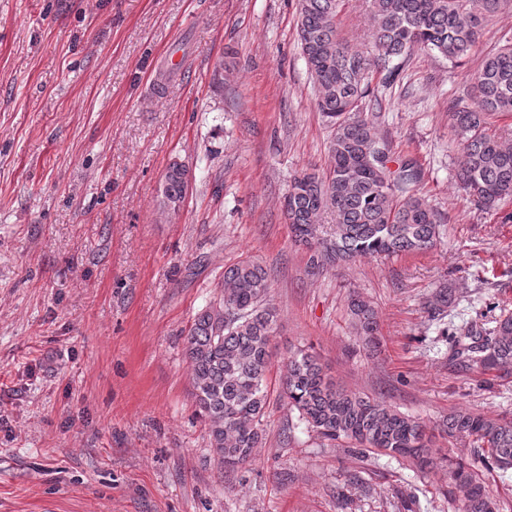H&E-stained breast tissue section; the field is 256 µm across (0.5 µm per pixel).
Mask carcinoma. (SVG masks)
<instances>
[{
	"label": "carcinoma",
	"instance_id": "obj_1",
	"mask_svg": "<svg viewBox=\"0 0 512 512\" xmlns=\"http://www.w3.org/2000/svg\"><path fill=\"white\" fill-rule=\"evenodd\" d=\"M505 0H367L370 47L344 40L337 27L344 0H297L302 54L317 91L319 112L331 128L326 171L293 178L284 210L294 240L307 250L309 272L319 274L361 257L408 255L432 248L444 216L412 188L421 171L409 160L394 169L381 115L371 107L375 75L393 81L420 51L457 64L470 57ZM512 116V40L485 55L465 96L450 113L461 161L458 187L480 208L512 199V143L494 119ZM188 189L185 165L172 161L163 176L164 209L177 213ZM331 216L326 236L323 215ZM265 269L242 260L224 270L216 296L198 311L185 342L191 396L204 419L214 461L224 472L252 465L265 447L264 421L272 397L328 445L360 457L371 453L408 463L423 473L432 464L434 429L385 401L332 381L311 348L292 353L271 390L272 341L279 321ZM455 292L443 283L422 303L429 320L443 319ZM352 324L368 348L380 345L375 304L354 293ZM448 328H443L446 336ZM448 360L482 373L512 375V313L486 328L457 329ZM448 440L469 443L483 467L512 471V419L467 409L448 412L438 425ZM448 498L457 512H498V504L471 465L448 468Z\"/></svg>",
	"mask_w": 512,
	"mask_h": 512
}]
</instances>
